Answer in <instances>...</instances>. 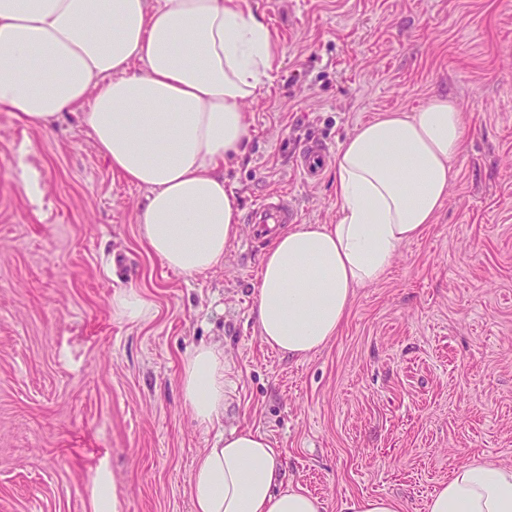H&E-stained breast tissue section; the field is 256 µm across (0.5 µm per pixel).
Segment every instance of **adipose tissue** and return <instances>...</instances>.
<instances>
[{
  "mask_svg": "<svg viewBox=\"0 0 512 512\" xmlns=\"http://www.w3.org/2000/svg\"><path fill=\"white\" fill-rule=\"evenodd\" d=\"M278 51L248 0H0V112L44 130L74 115L113 172L146 189L137 222L151 253L202 275L223 265L238 235L224 165L247 150L244 106ZM467 138L463 112L445 96L344 138L330 164L335 223L269 227L252 285L264 343L300 360L339 334L357 289L378 284L433 224ZM179 382L197 425L218 432L194 461L192 512H321L267 436L222 429L221 345L195 347ZM428 510L512 512V466L456 467Z\"/></svg>",
  "mask_w": 512,
  "mask_h": 512,
  "instance_id": "obj_1",
  "label": "adipose tissue"
}]
</instances>
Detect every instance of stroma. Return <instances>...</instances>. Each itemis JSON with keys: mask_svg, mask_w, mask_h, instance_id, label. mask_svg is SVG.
Listing matches in <instances>:
<instances>
[{"mask_svg": "<svg viewBox=\"0 0 512 512\" xmlns=\"http://www.w3.org/2000/svg\"><path fill=\"white\" fill-rule=\"evenodd\" d=\"M280 47L224 169L241 213L288 194L302 224L336 219L331 171L303 182L309 141L336 147L383 112L451 96L470 122L435 224L358 289L341 333L296 360L251 317L265 241L250 224L224 265L189 278L142 242L146 191L113 173L69 115L53 132L0 112V512H192L213 433L179 376L224 347V426L265 433L289 478L341 512L389 496L426 512L454 467L512 466V0H249ZM151 304L112 315L115 292ZM151 313L150 303L135 289L128 288L112 296V315L127 322H139Z\"/></svg>", "mask_w": 512, "mask_h": 512, "instance_id": "35a3bbf8", "label": "stroma"}]
</instances>
